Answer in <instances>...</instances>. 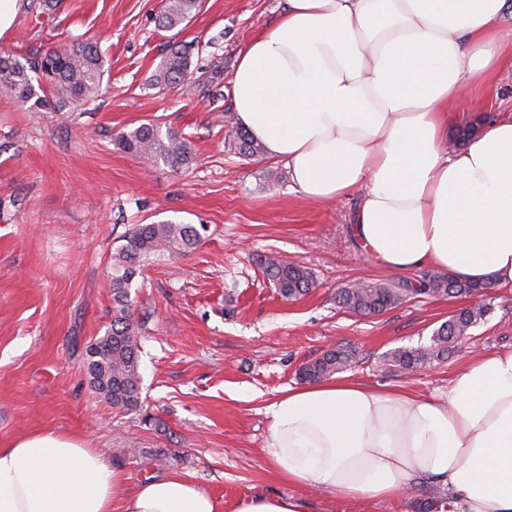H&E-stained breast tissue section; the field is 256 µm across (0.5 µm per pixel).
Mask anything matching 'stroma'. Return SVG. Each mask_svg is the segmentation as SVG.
<instances>
[{
    "mask_svg": "<svg viewBox=\"0 0 512 512\" xmlns=\"http://www.w3.org/2000/svg\"><path fill=\"white\" fill-rule=\"evenodd\" d=\"M163 0H23L0 54L23 64L80 41L99 43L103 97L49 111L0 95V445L54 430L96 449L136 488L171 472L220 503L256 492L297 494L267 462L266 406L297 386L298 370L333 347L356 351L346 381L418 394L444 392L481 353L512 350V288L448 358L413 374L388 365L398 347L429 348L460 298L413 295L381 314L341 308L352 282L416 281L368 259L352 233L357 194L303 199L284 162L230 146L224 114L240 50L270 28L282 0H203L179 33L158 28ZM198 41L193 95L150 79L175 41ZM512 114V69L471 88L457 126ZM182 132L195 150L172 171L127 152L120 133L144 123ZM201 226L195 250L145 266L131 290L143 328L141 412L98 396L86 351L112 321V257L137 224ZM299 263L317 286L283 299L262 256ZM169 459L158 463L156 450ZM413 491L387 501L310 493V512H414Z\"/></svg>",
    "mask_w": 512,
    "mask_h": 512,
    "instance_id": "obj_1",
    "label": "stroma"
}]
</instances>
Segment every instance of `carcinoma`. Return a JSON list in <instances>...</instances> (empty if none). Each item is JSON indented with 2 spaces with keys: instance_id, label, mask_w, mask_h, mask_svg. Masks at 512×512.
I'll use <instances>...</instances> for the list:
<instances>
[{
  "instance_id": "carcinoma-1",
  "label": "carcinoma",
  "mask_w": 512,
  "mask_h": 512,
  "mask_svg": "<svg viewBox=\"0 0 512 512\" xmlns=\"http://www.w3.org/2000/svg\"><path fill=\"white\" fill-rule=\"evenodd\" d=\"M201 7V0H165L158 17L159 26L166 30L184 27ZM192 45L177 42L152 75L159 87H187L191 74ZM41 73L45 82H33L30 71ZM104 59L91 41L52 49L37 63L27 67L12 55H0V91L10 93L37 108H47L48 96L60 103H81L102 95ZM234 148L238 154L251 158L262 152V146L244 129L232 130ZM119 143L135 155L154 163L178 170L194 159L190 142L175 130L161 133L152 123L121 133ZM201 240L199 230L192 224L164 221L136 224L126 235V243L112 258V323L104 336L87 350L86 371L92 389L112 407L126 412L142 408L140 366L141 325L130 312V288L143 266L166 256L183 255L194 249ZM261 266L277 293L286 300L308 294L314 288L307 269L271 255L260 259ZM480 287L456 279L449 273L429 272L418 286L408 283L349 284L338 291V300L348 310L363 316L380 314L401 304L414 293L431 296L464 297L470 303L458 309L442 322L432 334L428 350L397 348L387 357L389 365L403 372H413L444 358L448 345L468 335L486 315L488 304L474 296L483 293ZM355 353L342 348L330 349L312 362L304 364L298 377L304 382L328 379L345 370ZM448 506L440 491L431 489L422 494L414 505L416 512H435Z\"/></svg>"
}]
</instances>
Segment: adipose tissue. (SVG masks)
Wrapping results in <instances>:
<instances>
[{"label":"adipose tissue","instance_id":"ef3b65f1","mask_svg":"<svg viewBox=\"0 0 512 512\" xmlns=\"http://www.w3.org/2000/svg\"><path fill=\"white\" fill-rule=\"evenodd\" d=\"M512 0H284L242 49L236 119L284 161L296 192H359L353 232L393 272L425 266L512 286V116L443 152L471 87L505 60L495 22ZM265 456L291 485L393 499L427 478L456 512H512V350L479 355L444 394L327 380L266 408ZM0 512H225L170 473L125 475L54 430L0 448ZM226 512H308L301 496L252 494Z\"/></svg>","mask_w":512,"mask_h":512}]
</instances>
